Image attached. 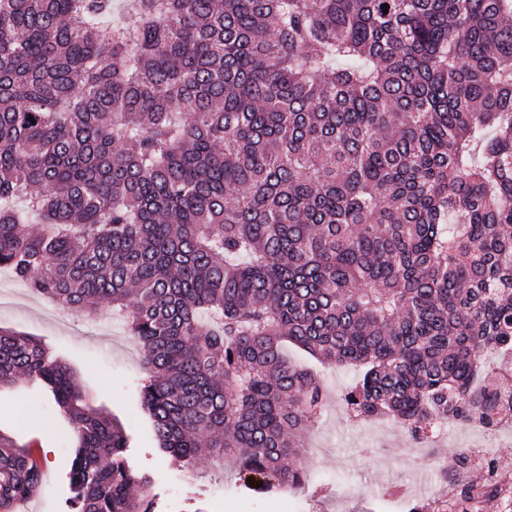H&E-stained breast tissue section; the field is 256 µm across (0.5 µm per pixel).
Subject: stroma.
Listing matches in <instances>:
<instances>
[{
	"label": "stroma",
	"mask_w": 512,
	"mask_h": 512,
	"mask_svg": "<svg viewBox=\"0 0 512 512\" xmlns=\"http://www.w3.org/2000/svg\"><path fill=\"white\" fill-rule=\"evenodd\" d=\"M1 328L40 338L67 361L95 405L121 422L130 437L131 469L153 478L156 512H408L411 502L439 494L440 475L452 468L457 454L486 444L469 427L451 423L443 442L421 452L395 421H349L343 397L355 373L322 365L325 407L306 436L304 486L293 495L248 491L234 464L214 458L187 472L159 452L139 398V347L124 318L110 308H101L93 319L62 310L1 270ZM35 397L24 379L0 392V431L32 443L43 466L44 482L31 512H66V474L77 440L45 397L39 398L34 417L22 422Z\"/></svg>",
	"instance_id": "1"
}]
</instances>
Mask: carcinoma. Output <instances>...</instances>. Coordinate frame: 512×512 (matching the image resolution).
Listing matches in <instances>:
<instances>
[{
	"instance_id": "obj_1",
	"label": "carcinoma",
	"mask_w": 512,
	"mask_h": 512,
	"mask_svg": "<svg viewBox=\"0 0 512 512\" xmlns=\"http://www.w3.org/2000/svg\"><path fill=\"white\" fill-rule=\"evenodd\" d=\"M114 2L0 0V269L128 314L159 451L303 486L324 398L289 345L421 444L511 425L512 0ZM20 377L77 437L69 512H155L125 428L1 329ZM43 475L0 433V502ZM441 479L431 512H496L476 451Z\"/></svg>"
}]
</instances>
